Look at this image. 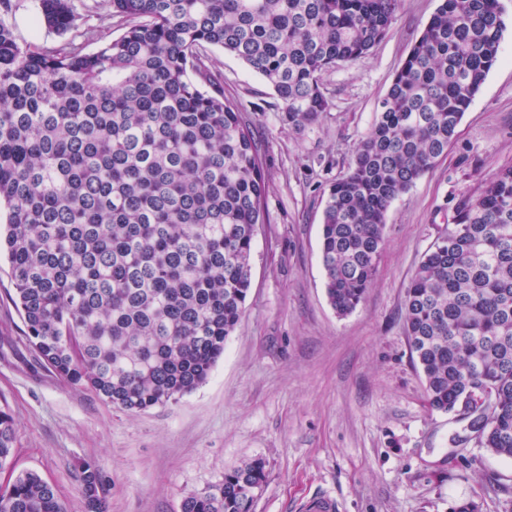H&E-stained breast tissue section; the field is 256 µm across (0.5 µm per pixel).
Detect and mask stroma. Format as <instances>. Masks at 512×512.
<instances>
[{
    "instance_id": "35a3bbf8",
    "label": "stroma",
    "mask_w": 512,
    "mask_h": 512,
    "mask_svg": "<svg viewBox=\"0 0 512 512\" xmlns=\"http://www.w3.org/2000/svg\"><path fill=\"white\" fill-rule=\"evenodd\" d=\"M16 2L20 39L63 43L40 22L37 0ZM500 4L496 65L447 155L389 208L374 283L343 317L327 300L320 254L329 188L348 172L439 0H404L368 56L325 71L330 107L300 130L261 76L208 48L225 99L240 105L259 141L267 182L242 321L205 384L130 415L34 362L1 258L0 407L16 422L15 472L38 473L68 512H86V461L104 475L108 512H180L185 497L253 458L268 474L254 512H299L320 493L343 512H452L467 502L512 512V459L453 444L465 422L427 408L404 319L406 288L454 198L512 164V0Z\"/></svg>"
}]
</instances>
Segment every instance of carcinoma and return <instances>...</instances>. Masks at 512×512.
<instances>
[{"label":"carcinoma","instance_id":"carcinoma-1","mask_svg":"<svg viewBox=\"0 0 512 512\" xmlns=\"http://www.w3.org/2000/svg\"><path fill=\"white\" fill-rule=\"evenodd\" d=\"M124 32L97 51L24 42L0 0V205L12 299L48 371L130 413L207 381L236 330L265 223L260 149L205 64L217 46L273 89L296 129L329 108L321 75L366 56L403 0H107ZM46 28L78 31L72 0H38ZM499 0H441L378 101L321 224L329 304L364 299L386 213L447 153L497 61ZM406 334L429 409L462 411L470 439L512 458V166L458 197L405 293ZM491 387L485 416L472 392ZM15 426L0 408V469ZM255 458L181 512H253ZM86 512L103 475L82 465ZM0 512H66L34 472L0 485Z\"/></svg>","mask_w":512,"mask_h":512}]
</instances>
